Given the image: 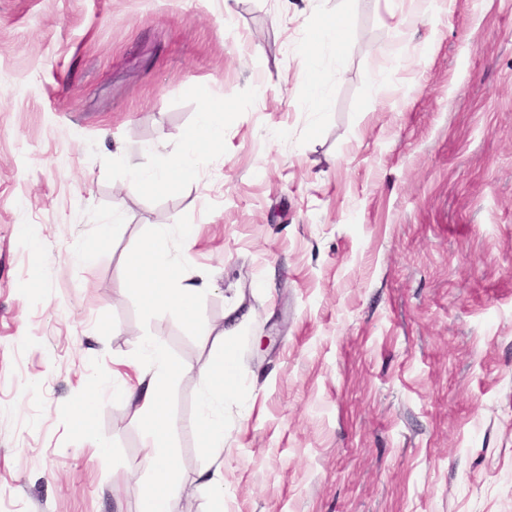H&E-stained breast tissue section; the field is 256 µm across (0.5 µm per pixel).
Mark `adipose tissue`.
I'll list each match as a JSON object with an SVG mask.
<instances>
[{
    "instance_id": "1",
    "label": "adipose tissue",
    "mask_w": 512,
    "mask_h": 512,
    "mask_svg": "<svg viewBox=\"0 0 512 512\" xmlns=\"http://www.w3.org/2000/svg\"><path fill=\"white\" fill-rule=\"evenodd\" d=\"M346 30L345 14H337L335 20L315 31L305 44L304 50L313 69L305 78L306 103L312 108L322 110L328 105L319 91L314 69L321 61L325 45L341 48ZM234 119L228 106L216 108L210 98H203L195 124L183 136L181 150L169 154L160 167L132 173L124 185L125 191L133 193L144 185L161 188L173 179L193 177L196 157L222 149L224 129ZM124 277L126 287L138 293L148 308L175 309L190 323L196 320L199 300L210 290L208 279L183 273L181 264L172 254L170 232L163 225L153 230L145 248L128 257ZM136 371L135 383L120 381L112 395L133 407L144 430L140 466L147 481L141 497V512H169V502L177 492V485L167 449L169 420L164 387L168 380L180 376L183 369L171 359L162 341L145 337L140 341ZM198 379L202 395L197 426L203 435V447L211 458L200 477L204 485L220 495L224 492V415L220 407L236 388V373L232 363L223 360L199 372Z\"/></svg>"
}]
</instances>
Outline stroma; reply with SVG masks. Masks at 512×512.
Segmentation results:
<instances>
[{
    "label": "stroma",
    "mask_w": 512,
    "mask_h": 512,
    "mask_svg": "<svg viewBox=\"0 0 512 512\" xmlns=\"http://www.w3.org/2000/svg\"><path fill=\"white\" fill-rule=\"evenodd\" d=\"M346 13L310 110L309 34ZM230 97L223 152L126 197ZM247 319L224 512H512V0H0V512H139L113 372L162 340L179 493L214 512L194 425L218 359L124 286L156 226ZM86 261L74 259L77 247ZM103 399L84 443L70 411Z\"/></svg>",
    "instance_id": "1"
}]
</instances>
